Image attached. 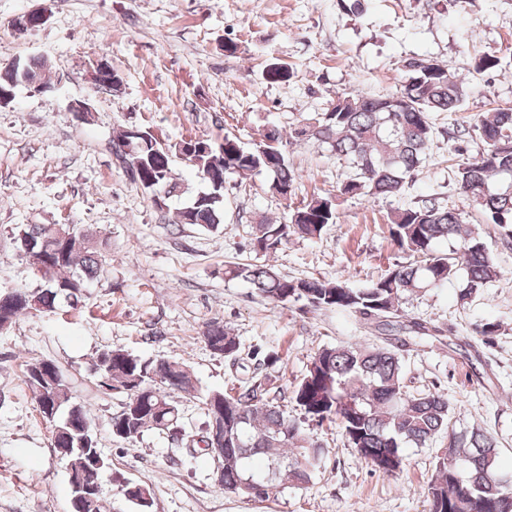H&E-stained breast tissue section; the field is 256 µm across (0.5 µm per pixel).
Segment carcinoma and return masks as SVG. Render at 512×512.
<instances>
[{
	"instance_id": "cac0c4a2",
	"label": "carcinoma",
	"mask_w": 512,
	"mask_h": 512,
	"mask_svg": "<svg viewBox=\"0 0 512 512\" xmlns=\"http://www.w3.org/2000/svg\"><path fill=\"white\" fill-rule=\"evenodd\" d=\"M46 62L30 60L15 70L0 72V87L18 86L45 78ZM292 70L272 61L264 68L270 84L286 83ZM467 83L431 58L405 62V78L395 90L370 96L350 88L337 95L326 111L291 131L299 140L314 139L327 146L345 169L339 192L344 196L392 197L402 193L407 180L425 161L433 141L434 112L461 110ZM134 155L138 173L132 178L143 189L155 188L168 197L180 193L172 177V157L193 149L192 164L206 190L198 193L179 214V223L217 232L224 224V178L231 173L266 171L273 174L271 188L283 197L294 192L295 172L281 150L282 136L268 130L253 148L235 136L220 140L185 138L168 145L149 128L138 127ZM475 133L484 143L474 159L455 164L454 179L461 194L495 224L512 226V105H499L490 115H477L469 127L454 135ZM336 223V208L327 197L301 204L279 224H258L254 248L266 254L292 239L321 237ZM463 212L442 204L437 197L420 205L400 208L390 217V234L406 255L375 279L360 284L319 277L288 279L267 264L235 263L224 268V278L249 283L275 306L306 302L316 308H334L361 314L382 335V346L348 344L326 346L313 357L296 384L292 401L297 415L260 384L243 389L211 391L198 397L194 379L183 363L170 359H143L124 350H104L91 366L98 386L122 393L126 400L112 417V435L133 442L149 431L179 428L180 408L173 394L199 399L207 422L200 442L207 443L213 420L224 423L223 461L216 484L226 493H249L259 488L268 499L288 484L306 485L315 474L319 447L307 429L339 422L343 435L358 456L384 474L393 475L404 463L409 447H423L438 436L448 447L437 449L428 486L429 512H512V484L497 472V440L478 427L456 431L448 397L438 391L412 393L404 380L402 352L407 338L430 332L426 323L406 319L401 301L409 293L443 288L461 281L458 298L467 303L483 292L497 275L494 259L478 234L463 232ZM48 224H26L15 237L17 248L34 266L50 272L45 287L36 292L0 293V328L11 326L30 301L40 311L52 312L65 302L79 306L86 284L101 270L105 241H95L79 228L71 240L53 246L46 242ZM456 246L439 251V240ZM203 337L213 353L237 362L238 337L224 325L206 326ZM24 382L37 411L51 423L53 448L64 452L74 473L99 482L101 465L86 463L88 448L97 440L84 406L76 400L68 375L55 363L33 359L26 364ZM121 495L143 512L141 488L121 484Z\"/></svg>"
}]
</instances>
